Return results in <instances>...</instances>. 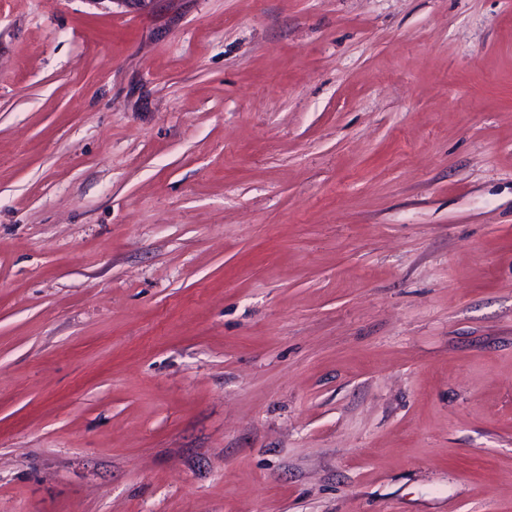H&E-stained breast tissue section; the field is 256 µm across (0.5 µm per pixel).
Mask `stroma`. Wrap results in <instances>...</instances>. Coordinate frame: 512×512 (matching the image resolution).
<instances>
[{
    "instance_id": "obj_1",
    "label": "stroma",
    "mask_w": 512,
    "mask_h": 512,
    "mask_svg": "<svg viewBox=\"0 0 512 512\" xmlns=\"http://www.w3.org/2000/svg\"><path fill=\"white\" fill-rule=\"evenodd\" d=\"M0 512H512V0H0Z\"/></svg>"
}]
</instances>
